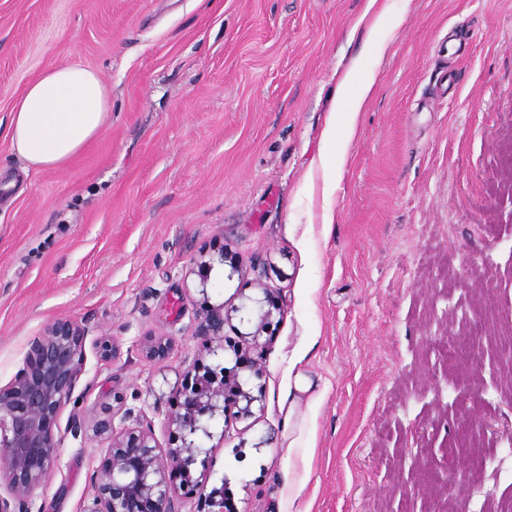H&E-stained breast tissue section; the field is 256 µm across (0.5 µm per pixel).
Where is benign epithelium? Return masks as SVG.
Wrapping results in <instances>:
<instances>
[{
    "label": "benign epithelium",
    "mask_w": 512,
    "mask_h": 512,
    "mask_svg": "<svg viewBox=\"0 0 512 512\" xmlns=\"http://www.w3.org/2000/svg\"><path fill=\"white\" fill-rule=\"evenodd\" d=\"M225 253L220 251L198 261L200 292L206 293L210 273L225 266ZM264 297L251 298L240 307L247 318L257 316L250 336L256 338L272 322L279 307L271 290ZM196 335L213 344L211 352L223 348L224 308L212 307L196 327ZM85 328L60 319L35 337L29 347L25 366L7 385L0 387V512H26L24 498L45 482L57 456L59 440L54 432L61 408L71 399L83 360ZM250 371L260 377L253 361L235 355L232 368L204 365L201 374L177 384L181 399L172 422L179 432L180 445L166 454L158 451L150 427L137 421L116 429L113 416L103 411L91 419L73 417L68 422L71 432L84 431L87 422L93 430L111 439L107 456L96 471L93 482V506L86 512H178L175 490L168 481V469L188 470L200 448L199 434L209 435L201 417L224 411V394L233 392L238 413L252 416V406L262 395L244 388L239 372Z\"/></svg>",
    "instance_id": "1"
}]
</instances>
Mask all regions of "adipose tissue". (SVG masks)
<instances>
[{
	"label": "adipose tissue",
	"instance_id": "ef3b65f1",
	"mask_svg": "<svg viewBox=\"0 0 512 512\" xmlns=\"http://www.w3.org/2000/svg\"><path fill=\"white\" fill-rule=\"evenodd\" d=\"M364 17L370 33L368 54L356 59L339 80L322 136L328 151L337 140L350 138L357 115L374 90L387 49L385 34L400 23L378 0H368ZM109 116V91L94 70L79 63L51 66L27 86L9 114L5 136L26 170H54L97 137Z\"/></svg>",
	"mask_w": 512,
	"mask_h": 512
}]
</instances>
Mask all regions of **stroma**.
<instances>
[{
  "label": "stroma",
  "mask_w": 512,
  "mask_h": 512,
  "mask_svg": "<svg viewBox=\"0 0 512 512\" xmlns=\"http://www.w3.org/2000/svg\"><path fill=\"white\" fill-rule=\"evenodd\" d=\"M402 23L344 145L312 168L367 0H0V119L51 65L95 70L102 132L38 174L0 134V386L54 321L85 326L59 449L27 512H86L110 442L69 418L110 408L177 447L173 389L212 363L202 301L272 289L262 400L208 423L179 512H499L512 505V0H385ZM225 250L233 277L196 261ZM170 348L142 353L148 338ZM473 352L446 359L447 338ZM112 345L103 356L101 342ZM312 382L306 463L288 393ZM303 482L297 498L288 487ZM297 401L292 400L288 405L286 422L288 423V464L294 465V458L304 461L305 453L309 447L310 431L304 419L296 414Z\"/></svg>",
  "instance_id": "stroma-1"
}]
</instances>
